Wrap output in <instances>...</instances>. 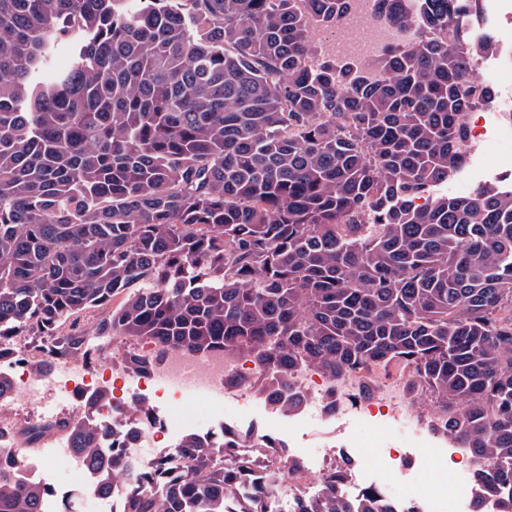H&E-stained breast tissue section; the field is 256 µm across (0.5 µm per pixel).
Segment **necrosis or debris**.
Segmentation results:
<instances>
[{
	"label": "necrosis or debris",
	"mask_w": 512,
	"mask_h": 512,
	"mask_svg": "<svg viewBox=\"0 0 512 512\" xmlns=\"http://www.w3.org/2000/svg\"><path fill=\"white\" fill-rule=\"evenodd\" d=\"M376 0H357L355 7L336 24L328 40L329 54L337 59H359L367 68H376L380 46L394 45L407 40V33L394 26L379 29L374 25ZM138 358L146 361L145 369L132 371L127 363L116 362L105 366L103 361L66 363L64 375L35 374L28 361L18 360L7 367L12 380L13 399L26 405L27 427L41 425L47 419L44 411V390H53L58 397L68 400L69 415L80 419V402L88 394L98 391L105 383H112L108 401L98 405L95 417L112 430L113 447L125 450L136 467H144L152 460L178 464V442L182 434L194 427L191 417L178 415L182 402L181 386L191 385L207 390L213 398L212 408L203 419L205 433L216 436L234 429L231 410L249 394L264 399L269 376L266 369L252 364L243 365L240 358L224 355L220 351L206 353L170 352L157 357L152 346L138 345ZM294 391L304 399L298 416L317 411L321 415L355 420L361 416L360 396L366 387H373L375 398L393 412L395 424L419 431L420 426L406 397L404 376L393 380L375 379L367 383L362 372H350L338 380L316 379L304 367H296L289 376ZM18 427L13 418L0 413V469L22 467L27 481L41 482L46 467L66 463L74 474L68 483H53L45 512H124L126 498L124 485H113L108 493H101L93 470L78 463L67 450L63 438L56 433L43 435L36 443L19 440ZM296 454L290 448H267L251 479L245 480L235 497L225 504V512H238L242 500L253 497L257 486L268 474L277 481L264 500L266 512H291L295 498L302 494L321 492L327 474L336 470L346 473L341 485L344 497L353 498L364 490L363 464L346 452L335 448L320 449L317 459L319 470L295 469ZM483 466L470 460L465 469L452 472L445 487H434L424 493L412 491L413 478H406L404 490L391 483L372 481V488L393 503L397 512H499L495 498L483 496L474 478Z\"/></svg>",
	"instance_id": "obj_1"
}]
</instances>
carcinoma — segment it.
Returning a JSON list of instances; mask_svg holds the SVG:
<instances>
[{"instance_id": "obj_1", "label": "carcinoma", "mask_w": 512, "mask_h": 512, "mask_svg": "<svg viewBox=\"0 0 512 512\" xmlns=\"http://www.w3.org/2000/svg\"><path fill=\"white\" fill-rule=\"evenodd\" d=\"M355 2L0 0V340L222 349L270 370L289 412L296 366L406 369L512 512V183L445 190L466 115L492 106L472 74L495 40L482 0H378L414 37L371 71L311 40ZM50 429L126 485V512H224L254 465L187 435L179 473L137 471L88 417L23 436ZM343 480L294 512H394ZM47 493L0 470V512Z\"/></svg>"}]
</instances>
